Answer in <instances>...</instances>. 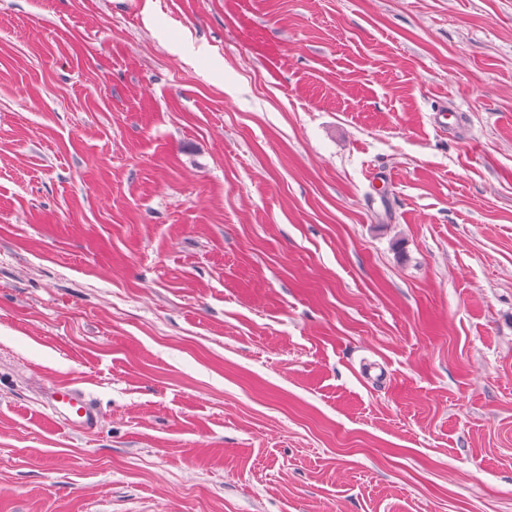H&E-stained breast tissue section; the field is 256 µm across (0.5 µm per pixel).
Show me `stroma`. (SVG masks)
<instances>
[{
	"label": "stroma",
	"mask_w": 512,
	"mask_h": 512,
	"mask_svg": "<svg viewBox=\"0 0 512 512\" xmlns=\"http://www.w3.org/2000/svg\"><path fill=\"white\" fill-rule=\"evenodd\" d=\"M0 512H512V0H0ZM52 411L67 425L88 432L97 426L98 415L86 393L79 388H57L50 398Z\"/></svg>",
	"instance_id": "35a3bbf8"
}]
</instances>
